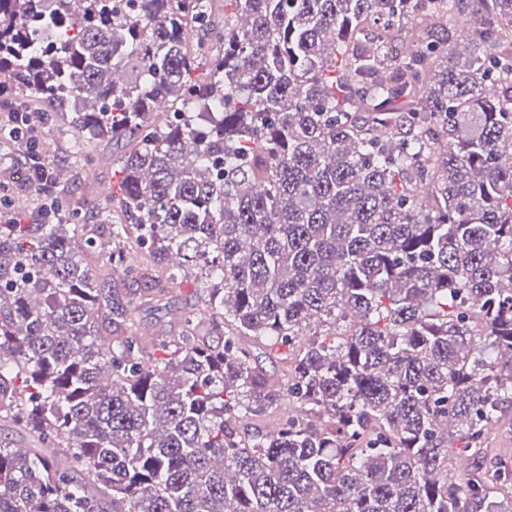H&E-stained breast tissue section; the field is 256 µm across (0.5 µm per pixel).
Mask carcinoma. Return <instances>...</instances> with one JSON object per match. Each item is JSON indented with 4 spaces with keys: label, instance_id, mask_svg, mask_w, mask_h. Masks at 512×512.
I'll use <instances>...</instances> for the list:
<instances>
[{
    "label": "carcinoma",
    "instance_id": "carcinoma-1",
    "mask_svg": "<svg viewBox=\"0 0 512 512\" xmlns=\"http://www.w3.org/2000/svg\"><path fill=\"white\" fill-rule=\"evenodd\" d=\"M211 2L0 0V96L126 147L112 223L0 224V512H505L448 443L512 406V0Z\"/></svg>",
    "mask_w": 512,
    "mask_h": 512
}]
</instances>
